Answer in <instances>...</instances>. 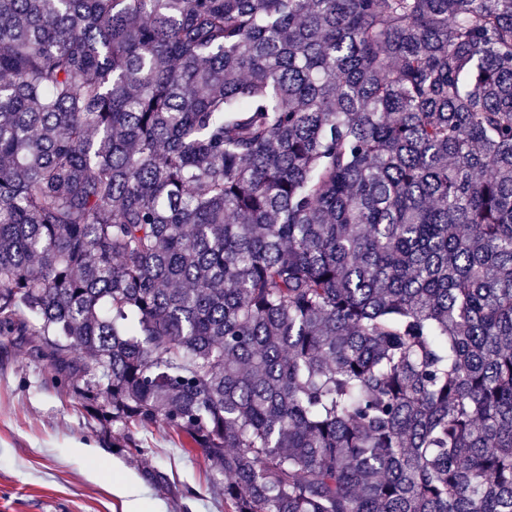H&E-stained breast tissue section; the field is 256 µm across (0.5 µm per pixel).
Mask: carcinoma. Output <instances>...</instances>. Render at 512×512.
Returning <instances> with one entry per match:
<instances>
[{
  "mask_svg": "<svg viewBox=\"0 0 512 512\" xmlns=\"http://www.w3.org/2000/svg\"><path fill=\"white\" fill-rule=\"evenodd\" d=\"M0 336L230 512H512V0H0Z\"/></svg>",
  "mask_w": 512,
  "mask_h": 512,
  "instance_id": "carcinoma-1",
  "label": "carcinoma"
}]
</instances>
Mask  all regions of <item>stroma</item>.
I'll return each mask as SVG.
<instances>
[{
    "mask_svg": "<svg viewBox=\"0 0 512 512\" xmlns=\"http://www.w3.org/2000/svg\"><path fill=\"white\" fill-rule=\"evenodd\" d=\"M115 454L112 432L88 423L52 369L0 339V512H224L205 457L162 429ZM167 473L166 485L143 479Z\"/></svg>",
    "mask_w": 512,
    "mask_h": 512,
    "instance_id": "1",
    "label": "stroma"
}]
</instances>
